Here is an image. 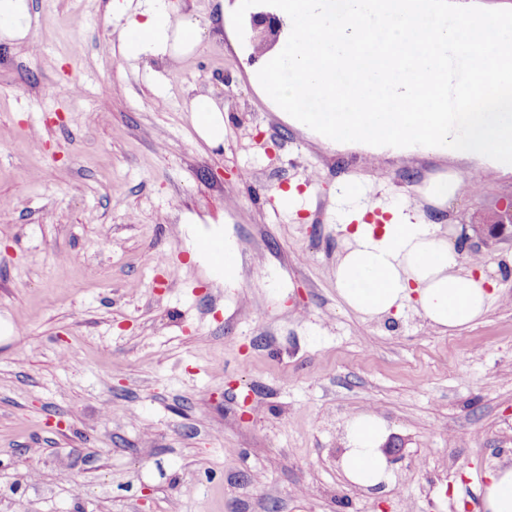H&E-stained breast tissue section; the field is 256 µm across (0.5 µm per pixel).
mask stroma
<instances>
[{
	"label": "stroma",
	"mask_w": 512,
	"mask_h": 512,
	"mask_svg": "<svg viewBox=\"0 0 512 512\" xmlns=\"http://www.w3.org/2000/svg\"><path fill=\"white\" fill-rule=\"evenodd\" d=\"M111 3L29 0V42H0V512H481L512 462V237L484 229L512 176L437 207L422 190L447 164L388 160L395 198L467 231L461 256L500 298L454 334L355 313L330 206L370 182L364 154L276 116L218 0H169L206 29L179 64L123 61ZM199 95L224 107L219 146L191 126ZM190 220L248 241L237 287L201 275ZM370 410L404 448L366 491L340 454Z\"/></svg>",
	"instance_id": "35a3bbf8"
}]
</instances>
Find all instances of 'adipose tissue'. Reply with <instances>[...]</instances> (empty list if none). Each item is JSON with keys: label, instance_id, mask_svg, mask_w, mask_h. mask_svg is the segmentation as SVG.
<instances>
[{"label": "adipose tissue", "instance_id": "1", "mask_svg": "<svg viewBox=\"0 0 512 512\" xmlns=\"http://www.w3.org/2000/svg\"><path fill=\"white\" fill-rule=\"evenodd\" d=\"M348 21H337L326 0H301L293 12L288 0H270L283 21L282 45L273 50L275 65L261 64L250 80L278 116L328 146L388 147L416 143L421 156L455 141L451 158L480 166L492 162L512 168V77L504 63L512 59V25L496 10L458 17L457 0H345ZM121 23L116 28L120 54L137 61L147 57L180 61L203 40L204 31L189 14L172 16L167 0H113ZM396 25L380 47L381 71L353 75L350 61L369 41L362 18ZM441 23L429 35L420 32L425 18ZM31 28L28 0H0V40L21 43ZM311 28L335 30L333 43L308 36ZM437 86L421 88L422 73ZM316 93L320 111L341 114L340 126L315 123L293 105L302 87ZM485 111L469 110L471 99ZM376 102L386 119L369 133L362 102ZM462 104L447 113L449 103ZM191 125L199 139L216 145L224 139V115L216 101L201 95L190 105ZM336 262V290L352 311L373 317L415 307L430 327L456 332L488 311L493 295L483 279L464 273L459 252L442 225L423 220L419 210L392 209L389 221L355 224ZM341 465L354 486L370 489L388 483L389 461L383 450L389 438L376 413L351 416L344 424ZM483 512H512V465L495 469L481 489Z\"/></svg>", "mask_w": 512, "mask_h": 512}]
</instances>
